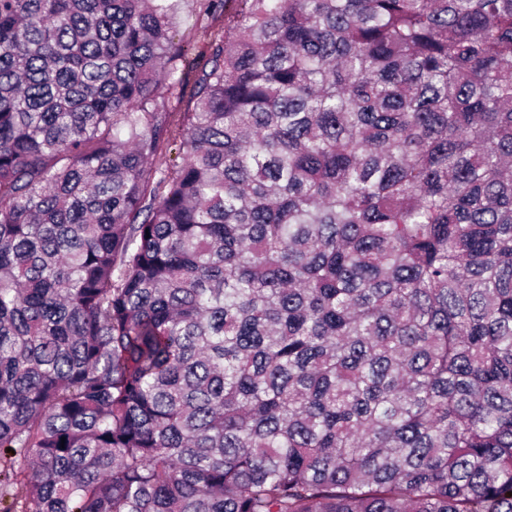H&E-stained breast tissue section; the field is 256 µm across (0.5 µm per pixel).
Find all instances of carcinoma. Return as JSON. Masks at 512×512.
I'll list each match as a JSON object with an SVG mask.
<instances>
[{
    "mask_svg": "<svg viewBox=\"0 0 512 512\" xmlns=\"http://www.w3.org/2000/svg\"><path fill=\"white\" fill-rule=\"evenodd\" d=\"M9 498L512 512V0H0ZM211 24V19L203 18L195 24V18L184 19L176 28L173 29L172 36L175 42L189 40L190 46L187 51V55L180 67L184 73L188 74V77L192 80L194 76V69L192 70V64L202 65L204 62V52L206 50V42L208 36L206 35L205 26Z\"/></svg>",
    "mask_w": 512,
    "mask_h": 512,
    "instance_id": "cac0c4a2",
    "label": "carcinoma"
}]
</instances>
